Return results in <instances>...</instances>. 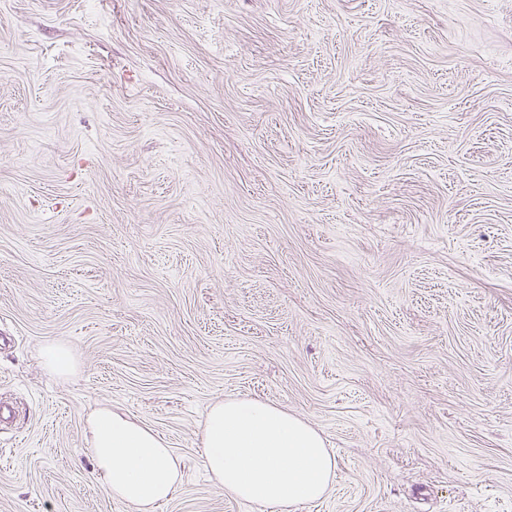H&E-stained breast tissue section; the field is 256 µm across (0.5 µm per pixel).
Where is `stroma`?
I'll use <instances>...</instances> for the list:
<instances>
[{"label": "stroma", "mask_w": 512, "mask_h": 512, "mask_svg": "<svg viewBox=\"0 0 512 512\" xmlns=\"http://www.w3.org/2000/svg\"><path fill=\"white\" fill-rule=\"evenodd\" d=\"M231 398L334 453L291 512H512V0H0V512H138L105 407L265 512ZM41 357L45 369L54 375L67 376L75 369V362L71 354L58 343H46L42 349ZM201 447L205 469L226 493L269 511L323 498L336 470L319 430L260 400L212 404Z\"/></svg>", "instance_id": "obj_1"}]
</instances>
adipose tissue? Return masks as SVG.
<instances>
[{"instance_id": "1", "label": "adipose tissue", "mask_w": 512, "mask_h": 512, "mask_svg": "<svg viewBox=\"0 0 512 512\" xmlns=\"http://www.w3.org/2000/svg\"><path fill=\"white\" fill-rule=\"evenodd\" d=\"M88 427L94 469L112 498L150 512L175 495L178 463L150 427L109 408L93 412ZM201 447L207 472L226 493L268 512L323 498L336 470L319 430L260 400L212 404Z\"/></svg>"}]
</instances>
